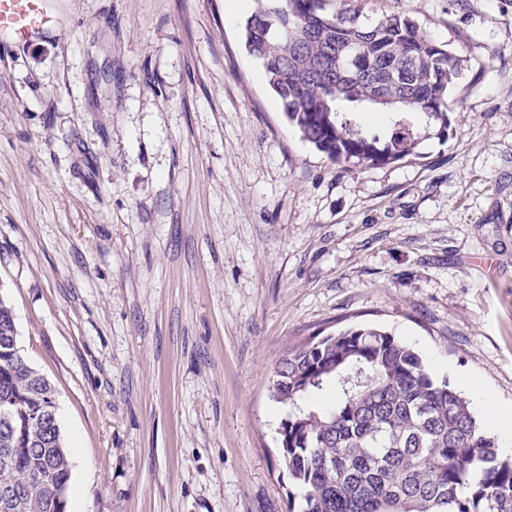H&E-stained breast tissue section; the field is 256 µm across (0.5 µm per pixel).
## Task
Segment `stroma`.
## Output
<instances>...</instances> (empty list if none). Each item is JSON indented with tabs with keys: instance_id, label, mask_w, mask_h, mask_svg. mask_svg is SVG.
I'll return each mask as SVG.
<instances>
[{
	"instance_id": "stroma-1",
	"label": "stroma",
	"mask_w": 512,
	"mask_h": 512,
	"mask_svg": "<svg viewBox=\"0 0 512 512\" xmlns=\"http://www.w3.org/2000/svg\"><path fill=\"white\" fill-rule=\"evenodd\" d=\"M0 40V299L56 390L65 512H288V348L396 336L512 406V0H378L463 50L451 125L335 164L241 0H47Z\"/></svg>"
}]
</instances>
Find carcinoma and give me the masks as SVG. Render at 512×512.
<instances>
[{
    "label": "carcinoma",
    "instance_id": "obj_1",
    "mask_svg": "<svg viewBox=\"0 0 512 512\" xmlns=\"http://www.w3.org/2000/svg\"><path fill=\"white\" fill-rule=\"evenodd\" d=\"M246 48L288 123L329 160L381 166L448 134V92L468 72L461 50L371 0H254ZM388 112L374 129L364 112ZM16 328L0 302V351ZM288 406L278 444L298 512H512V455L470 401L395 336L354 327L293 347L272 378ZM55 399L24 357L0 356V512H55L70 483L67 450L36 409Z\"/></svg>",
    "mask_w": 512,
    "mask_h": 512
}]
</instances>
